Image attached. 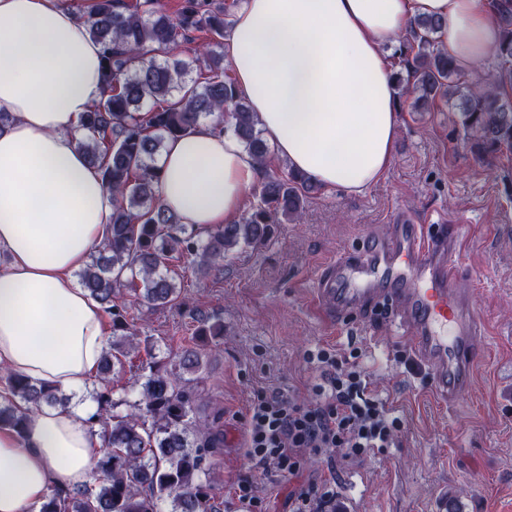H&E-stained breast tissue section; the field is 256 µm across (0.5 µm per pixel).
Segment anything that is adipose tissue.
Instances as JSON below:
<instances>
[{"label":"adipose tissue","instance_id":"obj_1","mask_svg":"<svg viewBox=\"0 0 512 512\" xmlns=\"http://www.w3.org/2000/svg\"><path fill=\"white\" fill-rule=\"evenodd\" d=\"M446 22L442 47L476 71L500 40L490 0H242L225 40L235 83L290 168L362 193L388 171L399 114L387 46L411 21ZM102 47L57 0H0V368L79 391L107 345L75 274L108 236L112 200L80 146L99 100ZM162 204L197 228L234 223L260 168L202 123L169 140ZM95 406L42 405L24 436L0 429V512H38L50 486L92 478Z\"/></svg>","mask_w":512,"mask_h":512}]
</instances>
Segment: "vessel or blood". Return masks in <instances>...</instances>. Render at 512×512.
Instances as JSON below:
<instances>
[{
  "instance_id": "1",
  "label": "vessel or blood",
  "mask_w": 512,
  "mask_h": 512,
  "mask_svg": "<svg viewBox=\"0 0 512 512\" xmlns=\"http://www.w3.org/2000/svg\"><path fill=\"white\" fill-rule=\"evenodd\" d=\"M460 225L419 224L396 218L390 234L367 240L357 257H342L319 275L313 300L321 317L340 321L388 295L413 328L405 343L432 375L446 403L467 390L479 362V319L469 289L458 287Z\"/></svg>"
}]
</instances>
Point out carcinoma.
<instances>
[{
    "label": "carcinoma",
    "mask_w": 512,
    "mask_h": 512,
    "mask_svg": "<svg viewBox=\"0 0 512 512\" xmlns=\"http://www.w3.org/2000/svg\"><path fill=\"white\" fill-rule=\"evenodd\" d=\"M502 37L494 49L502 83L512 81V0H493ZM78 17L104 49L99 103L81 119V141L112 196L111 232L95 248L78 280L110 318L112 335L95 379L92 416L101 427L103 454L95 465L102 477L77 490L52 487L39 512H216L211 470L220 462L224 444L221 412L208 425L197 423L191 384L202 373L200 344L224 335V324L202 323L197 339L180 347L177 359L136 366L137 398H114V375L125 368L138 330L130 315L132 302L156 308L181 295L170 269L174 255L204 273L223 262L234 249L263 244L273 225L300 218L312 178L295 171L267 175L259 200L242 220L206 231L189 232L180 217L160 202L157 157L169 138L191 133L202 119L224 131V118L234 125L244 149L265 168L270 147L234 79L224 67L223 39L231 14L224 0H182L177 15L163 0H93ZM440 18H416L399 40L393 56L397 97H413L432 105L460 99L458 122L484 153L512 149V101L495 87L469 84L458 65L441 48ZM206 43L186 60L173 54L191 34ZM207 71L192 78L193 64ZM10 396L0 403V426L25 432L31 415L43 403L61 402L60 391L29 378L0 370Z\"/></svg>",
    "instance_id": "cac0c4a2"
}]
</instances>
